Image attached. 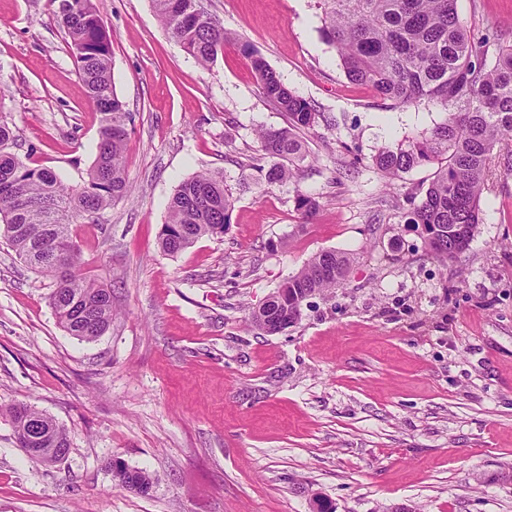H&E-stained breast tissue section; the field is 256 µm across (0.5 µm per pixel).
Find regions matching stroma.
<instances>
[{"label":"stroma","mask_w":512,"mask_h":512,"mask_svg":"<svg viewBox=\"0 0 512 512\" xmlns=\"http://www.w3.org/2000/svg\"><path fill=\"white\" fill-rule=\"evenodd\" d=\"M232 39L210 67L172 41L151 0H102L112 81L132 114L131 193L76 226L115 315L69 336L48 278L0 239V407L33 404L69 435L60 462L28 456L0 415V512H512V140L494 150L468 250L442 263L401 221L435 170L388 179L386 144L443 122L345 76L318 0H200ZM462 21L512 44V0H457ZM334 118L306 135L298 184L262 188L255 132L282 128L243 47ZM0 115L31 165L66 184L97 155L89 103L50 0H0ZM220 170L221 234L176 256L159 235L176 187ZM318 207L304 218L297 194ZM353 254L343 287L266 335L252 311L323 251ZM146 471L116 487L113 461ZM112 477L116 487L137 494L148 495L152 487V480L148 473L140 469L130 468L121 461L113 463Z\"/></svg>","instance_id":"1"}]
</instances>
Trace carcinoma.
<instances>
[{
  "instance_id": "obj_1",
  "label": "carcinoma",
  "mask_w": 512,
  "mask_h": 512,
  "mask_svg": "<svg viewBox=\"0 0 512 512\" xmlns=\"http://www.w3.org/2000/svg\"><path fill=\"white\" fill-rule=\"evenodd\" d=\"M66 30L78 75L89 101L101 114L97 156L79 183L65 185L55 172L33 167L12 151L14 134L0 118V239L31 269L49 278L50 305L68 335L93 341L112 326V289L82 272L73 225L97 214L129 191L124 154L130 114L112 82L111 43L97 0H50ZM162 27L203 67L212 64L229 36L198 0H152ZM322 39L338 52L345 75L372 87L394 105L439 103L448 116L431 131L380 148L374 164L388 178L436 165L420 204L405 218L429 254L453 261L468 248L480 222V197L494 149L512 137V45L489 55L488 41L475 39L460 19L457 0H321ZM247 57L263 95L286 113L288 126L259 129L263 155L275 159L261 173L267 186L298 180L305 160L297 132L309 130L321 114L289 90L259 54ZM234 208L221 172H200L181 182L168 203L161 250L175 256L204 236L224 232ZM354 258L323 251L284 282L285 305L305 292L341 287ZM15 437L41 421L48 435L41 448L70 450L64 428L35 406L19 402L5 410ZM115 486L149 494L143 470L118 461Z\"/></svg>"
}]
</instances>
